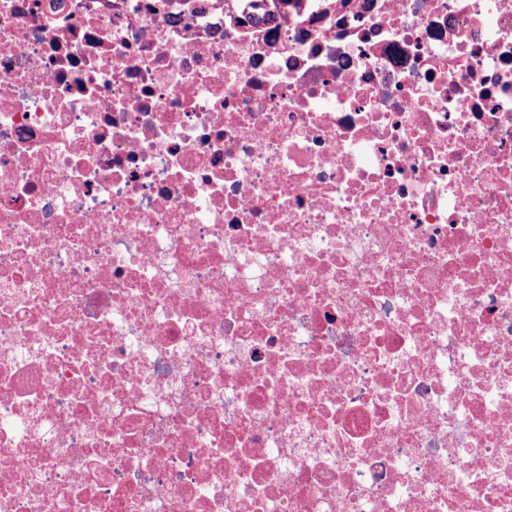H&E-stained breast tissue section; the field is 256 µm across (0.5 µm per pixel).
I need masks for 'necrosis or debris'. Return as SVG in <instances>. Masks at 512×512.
Returning <instances> with one entry per match:
<instances>
[{
    "instance_id": "4bbe7bcc",
    "label": "necrosis or debris",
    "mask_w": 512,
    "mask_h": 512,
    "mask_svg": "<svg viewBox=\"0 0 512 512\" xmlns=\"http://www.w3.org/2000/svg\"><path fill=\"white\" fill-rule=\"evenodd\" d=\"M0 512H512V0H0Z\"/></svg>"
}]
</instances>
